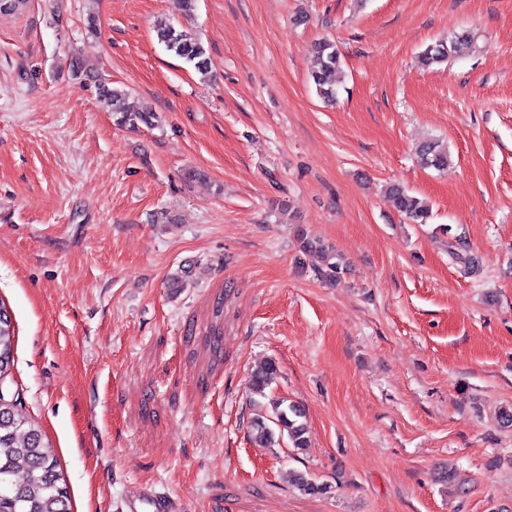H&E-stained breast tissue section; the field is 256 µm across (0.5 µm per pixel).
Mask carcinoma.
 <instances>
[{"mask_svg":"<svg viewBox=\"0 0 512 512\" xmlns=\"http://www.w3.org/2000/svg\"><path fill=\"white\" fill-rule=\"evenodd\" d=\"M156 37L167 51L191 64L203 77L209 74V57L203 44L192 35L176 29L165 18L155 24ZM473 48V38L466 32L455 33L446 40L427 47L419 56L424 67L440 64L451 57H462ZM317 66L311 79L317 94L327 102L336 99V76L341 72V55L336 45L322 41L315 46ZM70 75L84 83L92 82L98 90L99 101L112 112L120 126L136 128L153 126L156 113L149 107L133 111L126 106L127 92L123 88L109 86L98 75L87 70L80 58L70 62ZM419 155L435 169L448 165L449 152L439 142L421 143ZM389 193L398 211L414 224H425L430 217L429 203L404 187L393 184ZM300 252L318 260L317 272L338 281L344 273V265L323 244L298 233ZM15 328L5 303H0V383L14 364L13 341ZM278 374V366L267 361L250 375L252 392L266 397L265 390ZM19 398L0 395V512H71L70 495L52 444L45 440L41 430L18 414ZM253 440L260 447H272L283 439L296 449L308 445L307 426L299 406L284 399L269 401V408L251 418ZM296 488L304 493L322 494L326 487L306 475H293Z\"/></svg>","mask_w":512,"mask_h":512,"instance_id":"carcinoma-1","label":"carcinoma"}]
</instances>
